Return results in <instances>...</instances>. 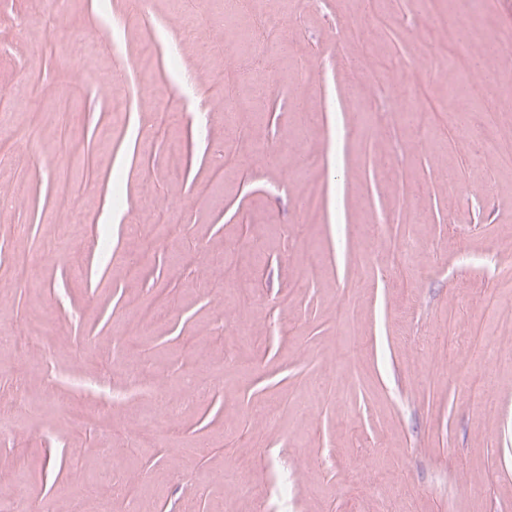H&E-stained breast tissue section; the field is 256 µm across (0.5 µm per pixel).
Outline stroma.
Returning a JSON list of instances; mask_svg holds the SVG:
<instances>
[{"label":"stroma","instance_id":"obj_1","mask_svg":"<svg viewBox=\"0 0 512 512\" xmlns=\"http://www.w3.org/2000/svg\"><path fill=\"white\" fill-rule=\"evenodd\" d=\"M511 15L253 0L227 23L214 0H69L55 18L0 0V333L52 336L29 370L0 349V391L27 399L0 430V495L96 512L121 481L112 512H512V133L456 92L479 79L512 112ZM254 80L268 99L226 125L225 94ZM219 253L245 292L222 288ZM151 307L166 315L146 341L115 335ZM126 360L208 394L136 444L153 399ZM488 373L489 406L472 397ZM69 403L112 423L72 428Z\"/></svg>","mask_w":512,"mask_h":512}]
</instances>
